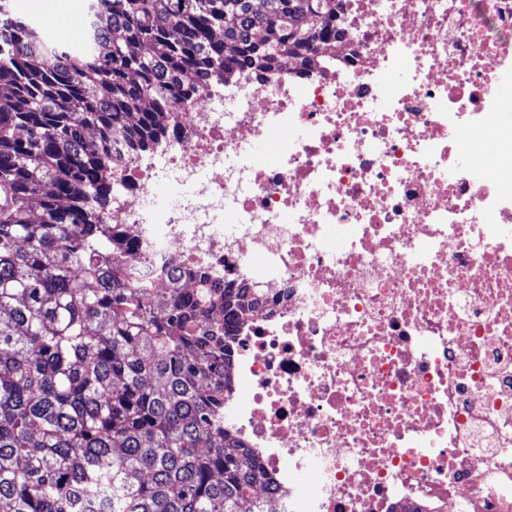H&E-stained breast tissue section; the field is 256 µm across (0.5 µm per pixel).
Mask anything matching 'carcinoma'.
<instances>
[{
	"label": "carcinoma",
	"mask_w": 512,
	"mask_h": 512,
	"mask_svg": "<svg viewBox=\"0 0 512 512\" xmlns=\"http://www.w3.org/2000/svg\"><path fill=\"white\" fill-rule=\"evenodd\" d=\"M341 8L87 0L68 45L0 0V512H263L224 428L244 289L137 271L104 214L114 162L151 153L174 105L282 55L312 65Z\"/></svg>",
	"instance_id": "1"
}]
</instances>
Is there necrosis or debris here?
<instances>
[{"mask_svg":"<svg viewBox=\"0 0 512 512\" xmlns=\"http://www.w3.org/2000/svg\"><path fill=\"white\" fill-rule=\"evenodd\" d=\"M337 26L314 69L177 104L104 221L141 271L255 290L224 425L267 512H512V125L465 161L512 112V0H344Z\"/></svg>","mask_w":512,"mask_h":512,"instance_id":"1","label":"necrosis or debris"}]
</instances>
